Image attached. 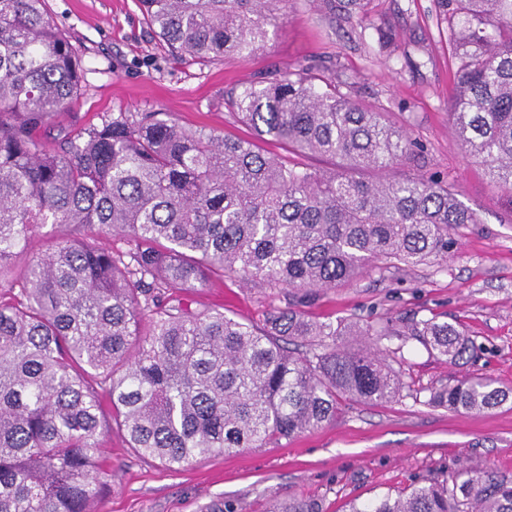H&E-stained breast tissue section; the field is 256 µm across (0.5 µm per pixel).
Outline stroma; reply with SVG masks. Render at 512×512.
Returning <instances> with one entry per match:
<instances>
[{"label":"stroma","instance_id":"stroma-1","mask_svg":"<svg viewBox=\"0 0 512 512\" xmlns=\"http://www.w3.org/2000/svg\"><path fill=\"white\" fill-rule=\"evenodd\" d=\"M48 16L82 59L83 80L69 108L40 131L47 146L115 112H168L185 127L229 137L237 122L227 95L280 72L311 69L341 83L352 99L386 114L424 147L419 164L393 177L445 180L477 214L456 228L448 260L319 290L306 311L321 322L438 317L474 339L477 357L449 364L416 342L402 351L405 393L390 402L343 401L322 427L264 448L216 454L172 470L138 457L115 429L102 436L106 489L97 512H209L229 501L238 512H268L273 500L323 499L325 512L405 489L445 469L512 479V402L489 413L452 412L413 399L454 377L480 375L512 387V195L461 149L448 112L453 73L450 20L435 0H362L352 20L316 0H284L264 47L244 57L172 59L143 24L136 0H45ZM185 299L262 325L288 293L227 275Z\"/></svg>","mask_w":512,"mask_h":512}]
</instances>
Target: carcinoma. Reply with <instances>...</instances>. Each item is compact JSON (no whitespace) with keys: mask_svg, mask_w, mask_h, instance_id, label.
<instances>
[{"mask_svg":"<svg viewBox=\"0 0 512 512\" xmlns=\"http://www.w3.org/2000/svg\"><path fill=\"white\" fill-rule=\"evenodd\" d=\"M283 0H138L173 55L205 62L260 49ZM465 17L449 117L469 157L512 189V0H436ZM82 63L44 0H0V512H93L106 483L99 436L124 431L142 458L180 468L262 448L330 421L342 400L400 396L376 344L410 341L454 363L473 339L436 317L317 323L324 288L445 260L451 230L476 224L448 184L390 170L424 147L333 81L283 72L230 93L260 141L330 168L180 126L167 112H117L47 151L38 131L81 88ZM362 170L378 173L374 180ZM62 227L33 253L40 229ZM122 235L128 248L102 245ZM284 288L288 307L254 326L183 296L212 277ZM367 337L356 350L346 340ZM512 388L455 379L426 404L495 409ZM270 512H323L314 498ZM345 512H512V480L466 470Z\"/></svg>","mask_w":512,"mask_h":512,"instance_id":"carcinoma-1","label":"carcinoma"}]
</instances>
